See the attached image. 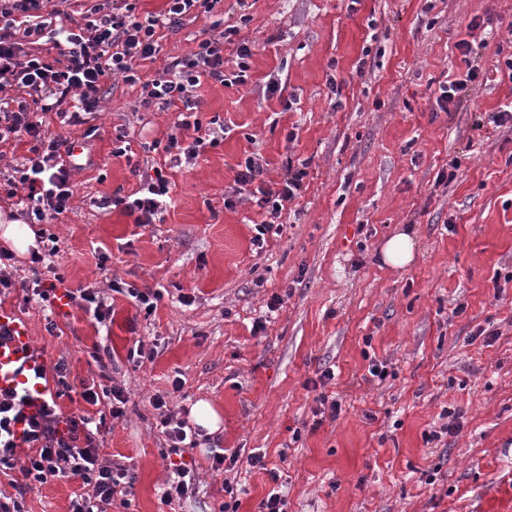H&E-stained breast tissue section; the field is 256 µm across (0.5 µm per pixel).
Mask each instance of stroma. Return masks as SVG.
I'll return each instance as SVG.
<instances>
[{"mask_svg": "<svg viewBox=\"0 0 512 512\" xmlns=\"http://www.w3.org/2000/svg\"><path fill=\"white\" fill-rule=\"evenodd\" d=\"M249 3L248 84L200 87L201 118L223 122L224 137L168 169L163 223L136 225L120 201L163 162L144 146L175 114L141 110L138 88L118 80L93 120L94 164L75 173L71 210L45 227L63 287L148 288L154 312L117 293L104 323L70 306L51 333L22 292L0 311L50 361L67 359L65 413L97 416L85 384L124 388L125 413L105 419L99 444L135 480L128 506L109 512H173L160 500L169 443L150 403L166 392L173 412L206 400L222 419L192 452L198 494L174 512H219L228 483L238 512H259L276 485L285 512H512V127H474L512 103V80L495 70L496 48L512 47V0ZM475 17L489 29L468 30ZM466 37L487 40L488 81L466 110L435 111L440 83L464 71ZM120 134L132 158L113 157ZM251 152L270 185L289 160L310 162L306 191L261 247L265 211L224 206ZM455 157V181L437 183ZM405 229L413 261L384 264L385 241ZM137 341L153 351L138 367L127 359ZM374 360L385 379L369 375ZM325 369L341 411L319 422L313 383ZM446 409L459 431L427 442ZM214 448L240 454L234 470H212ZM255 448L268 470L247 465ZM79 490L51 479L27 489L24 508L70 512Z\"/></svg>", "mask_w": 512, "mask_h": 512, "instance_id": "1", "label": "stroma"}]
</instances>
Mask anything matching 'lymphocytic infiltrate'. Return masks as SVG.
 I'll use <instances>...</instances> for the list:
<instances>
[{"mask_svg": "<svg viewBox=\"0 0 512 512\" xmlns=\"http://www.w3.org/2000/svg\"><path fill=\"white\" fill-rule=\"evenodd\" d=\"M219 0H167L166 9L144 18L131 0H95L82 16L53 7L51 0H0V144L30 140L22 161L0 169L7 193L33 224H45L70 209L74 194L72 147L61 134L67 127L88 124L97 114L105 87L113 77L139 87L138 103L148 112L172 111L176 120L165 140L152 141L170 164L198 158L218 142L217 131L200 118L202 82L243 86L248 82L253 49L239 40L240 28L250 17L240 14L233 23L212 20L197 48L172 58L155 75L144 71L162 50L166 31L181 28L186 20L210 17ZM49 45V55L30 53L36 42ZM235 42L232 63L224 61V45ZM465 66L462 75L441 83L435 108L441 112L463 109L481 86L483 66L472 41L457 44ZM266 160L249 154L235 176L236 184L253 186L252 196L267 218L255 227V246L267 234L280 233L277 220L286 203L301 197L306 188L308 161L289 166L279 186L263 180ZM171 182L163 168H155L125 209L137 225L160 221L170 198ZM27 395L21 390H0V471L19 469L16 488L67 477L81 480L82 491L71 512H107L116 495H128L134 475L127 466L104 458L89 416L64 413L54 398H46L36 412L27 413ZM160 425L172 454L196 448L197 432L188 422L167 413L164 396H154ZM25 450L24 465H17L18 450Z\"/></svg>", "mask_w": 512, "mask_h": 512, "instance_id": "obj_1", "label": "lymphocytic infiltrate"}]
</instances>
